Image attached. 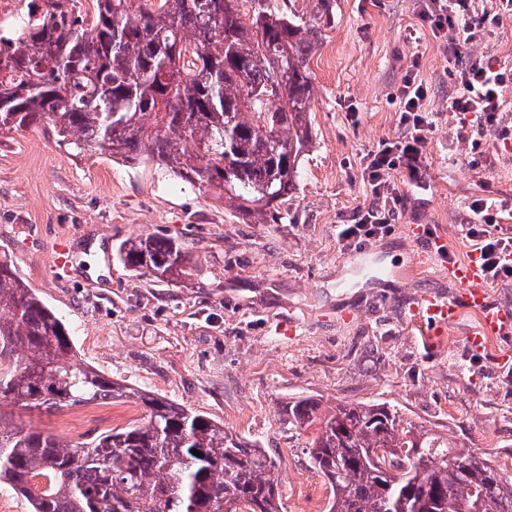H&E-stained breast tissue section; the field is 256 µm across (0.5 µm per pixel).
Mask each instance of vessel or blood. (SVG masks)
Here are the masks:
<instances>
[{
	"mask_svg": "<svg viewBox=\"0 0 512 512\" xmlns=\"http://www.w3.org/2000/svg\"><path fill=\"white\" fill-rule=\"evenodd\" d=\"M445 240L421 250V264H437L442 277L451 287V294L423 293L415 296L410 309V322L423 334L436 336L457 322L461 312L471 311L478 323L467 337L469 348L483 352L497 337L512 334V309L499 305L490 297L489 281L479 263L478 253L466 258L447 260Z\"/></svg>",
	"mask_w": 512,
	"mask_h": 512,
	"instance_id": "obj_1",
	"label": "vessel or blood"
}]
</instances>
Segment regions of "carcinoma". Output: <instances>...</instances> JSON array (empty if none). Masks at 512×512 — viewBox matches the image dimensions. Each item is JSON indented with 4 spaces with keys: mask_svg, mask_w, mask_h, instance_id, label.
Wrapping results in <instances>:
<instances>
[{
    "mask_svg": "<svg viewBox=\"0 0 512 512\" xmlns=\"http://www.w3.org/2000/svg\"><path fill=\"white\" fill-rule=\"evenodd\" d=\"M27 0L0 25V131L41 124L97 152L214 191L243 222L276 224L312 144L307 62L321 29L239 0ZM123 264L161 283L189 274L185 245L137 237ZM28 412L131 404L144 415L79 445L0 428V487L31 512H283L274 458L207 414L76 360L63 320L0 254V403ZM290 424L327 485L324 512H512V475L481 452L404 421L384 403L309 398ZM198 450L195 455L192 450Z\"/></svg>",
    "mask_w": 512,
    "mask_h": 512,
    "instance_id": "cac0c4a2",
    "label": "carcinoma"
}]
</instances>
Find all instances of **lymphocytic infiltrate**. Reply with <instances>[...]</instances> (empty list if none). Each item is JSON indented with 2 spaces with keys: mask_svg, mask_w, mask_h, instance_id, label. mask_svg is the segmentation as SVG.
Segmentation results:
<instances>
[{
  "mask_svg": "<svg viewBox=\"0 0 512 512\" xmlns=\"http://www.w3.org/2000/svg\"><path fill=\"white\" fill-rule=\"evenodd\" d=\"M512 16V0H502L498 11L481 10L472 0H424L420 18L433 34L454 30L455 36L448 44V61L458 91L448 100V109L462 114L473 112L482 121L497 128L501 138L512 139V128L500 126L499 114L503 101L500 90L512 81V72L496 70L479 61L466 58L468 45L480 34L501 26L504 18ZM396 97L399 101L401 126L408 128V136L381 142L369 155L365 169L370 191L375 197L391 200L402 199V184L391 180L392 172L404 174L408 182L420 181L426 134L431 128L428 112L423 107L427 89L408 75ZM371 207L361 210L355 223L342 225L339 238L348 247H357L389 232L395 212ZM512 205L500 200L481 198L472 205L474 219L466 225V235L473 241L476 252L490 283L512 279V234L504 231L501 222Z\"/></svg>",
  "mask_w": 512,
  "mask_h": 512,
  "instance_id": "f902f5d3",
  "label": "lymphocytic infiltrate"
}]
</instances>
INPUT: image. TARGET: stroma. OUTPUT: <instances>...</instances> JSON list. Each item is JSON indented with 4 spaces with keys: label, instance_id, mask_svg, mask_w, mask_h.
Here are the masks:
<instances>
[{
    "label": "stroma",
    "instance_id": "stroma-1",
    "mask_svg": "<svg viewBox=\"0 0 512 512\" xmlns=\"http://www.w3.org/2000/svg\"><path fill=\"white\" fill-rule=\"evenodd\" d=\"M318 23L308 61L315 87L313 142L297 190L278 224H246L216 195L100 154L73 158L49 129L0 133V253L67 324L77 360L207 413L236 435L273 449L284 512L324 490L305 483V434L288 404L313 398L385 403L404 420L512 471V335L491 351L469 349L472 317L425 339L406 306L447 290L436 267L413 264L408 227L473 249L463 227L476 199L512 200V140H498L474 115L448 109L456 94L443 39L422 27L421 0H264ZM469 58L512 70V19L469 48ZM428 88L433 129L421 185H408L390 232L349 248L338 227L373 201L367 155L403 136L394 95L409 70ZM171 237L194 269L164 284L128 271L126 241ZM64 249L67 267L54 264ZM66 414H27L0 404L4 425L30 424L70 443Z\"/></svg>",
    "mask_w": 512,
    "mask_h": 512
}]
</instances>
